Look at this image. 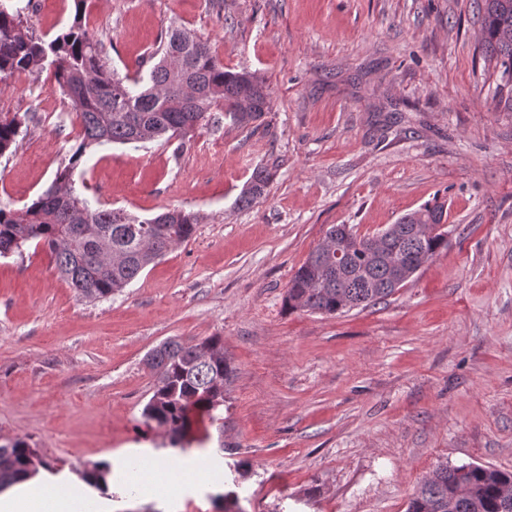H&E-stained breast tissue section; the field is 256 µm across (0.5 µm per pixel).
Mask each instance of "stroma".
I'll return each mask as SVG.
<instances>
[{"mask_svg": "<svg viewBox=\"0 0 512 512\" xmlns=\"http://www.w3.org/2000/svg\"><path fill=\"white\" fill-rule=\"evenodd\" d=\"M481 0H87L111 69L142 72L178 24L265 82L254 131L214 113L184 149L88 151L81 196L140 217L198 216L121 292L79 296L44 250L0 259V437L29 438L78 485L74 512H406L438 464L512 471V97L481 51ZM73 0H31L34 36ZM28 130L0 159V201L41 194L80 131L49 72L16 74L0 113ZM270 166L266 196L238 202ZM438 200L448 247L386 301L288 312V282L335 224L371 235ZM224 339V426L196 417L173 456L142 410L149 352Z\"/></svg>", "mask_w": 512, "mask_h": 512, "instance_id": "35a3bbf8", "label": "stroma"}]
</instances>
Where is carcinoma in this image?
I'll return each instance as SVG.
<instances>
[{
    "instance_id": "cac0c4a2",
    "label": "carcinoma",
    "mask_w": 512,
    "mask_h": 512,
    "mask_svg": "<svg viewBox=\"0 0 512 512\" xmlns=\"http://www.w3.org/2000/svg\"><path fill=\"white\" fill-rule=\"evenodd\" d=\"M74 22L50 41L34 37L24 26L29 8L24 0H0V90L25 71L48 70L60 92L81 119L82 134L69 162L57 171L51 186L29 205L0 203V258L20 254L31 243L49 250L59 275L88 300L111 297L132 283L160 256L192 238L198 217L173 208L138 217L121 208H106L76 194L72 173L87 150L110 144L138 146L167 137L182 141L222 112L246 128L271 108L265 83L247 70L224 67L211 45L181 26H172L151 54L148 76H119L109 69L103 45L82 23L86 0H74ZM482 42L496 59L500 80L512 83V0H483ZM24 118L0 114V158L16 151ZM271 179L266 166L253 172L239 202L261 198ZM448 211L439 201L403 215L393 233L375 245L357 235L344 245L345 258L315 246L288 283L284 299L290 311L341 314L373 307L396 291L392 259L403 256L408 267L433 259L448 239L432 230L414 233L420 224H445ZM210 351L195 359L196 349ZM155 372L153 394L143 408L147 425L164 431L169 445L181 451L191 415L223 424L224 390L235 368L224 357V339L211 336L196 344L164 342L146 360ZM35 448L23 437L0 440V492L33 477L28 468ZM112 465L102 461L84 479L108 490ZM407 512H512V472L478 464L439 465L413 494Z\"/></svg>"
}]
</instances>
